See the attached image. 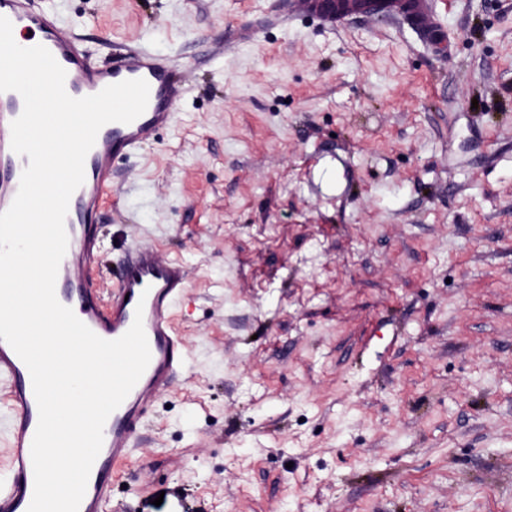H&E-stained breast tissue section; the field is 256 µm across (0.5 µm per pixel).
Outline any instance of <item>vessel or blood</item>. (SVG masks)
Instances as JSON below:
<instances>
[{"mask_svg": "<svg viewBox=\"0 0 512 512\" xmlns=\"http://www.w3.org/2000/svg\"><path fill=\"white\" fill-rule=\"evenodd\" d=\"M281 15L308 18L331 30L357 18L398 20L437 52L448 50L435 0H282ZM0 16L8 18L14 30L34 34L37 44L52 53L66 71L65 89L72 97L92 95L124 80L142 79L149 85L144 113L128 124L104 125L86 156L85 180L69 201L68 248L55 285L58 301L103 339L121 337L135 316H142L151 353L145 372L105 423L102 449L79 506V512H102L112 496L109 473L127 461L145 417L186 368V344L175 331L172 311L186 289L187 272L181 261L162 258L150 245H137L120 268L111 296L102 298L92 277L102 252L96 222L112 193L116 163L135 156L152 133L171 126L185 86L167 58L143 48L118 53L109 66L95 63L77 38L61 28L51 12L35 8L33 0H0ZM23 107L17 92H0V212L11 206L29 164L28 156L11 148L10 124ZM0 380L8 385L10 409V462L8 478L0 483V512H28L34 491L31 445L39 411L27 366L3 341Z\"/></svg>", "mask_w": 512, "mask_h": 512, "instance_id": "obj_1", "label": "vessel or blood"}]
</instances>
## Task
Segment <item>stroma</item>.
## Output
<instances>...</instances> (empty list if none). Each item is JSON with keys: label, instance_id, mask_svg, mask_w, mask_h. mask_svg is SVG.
<instances>
[{"label": "stroma", "instance_id": "stroma-1", "mask_svg": "<svg viewBox=\"0 0 512 512\" xmlns=\"http://www.w3.org/2000/svg\"><path fill=\"white\" fill-rule=\"evenodd\" d=\"M273 2L35 0L187 87L100 209L101 288L141 243L189 277L104 512H512V0H439L444 60Z\"/></svg>", "mask_w": 512, "mask_h": 512}]
</instances>
